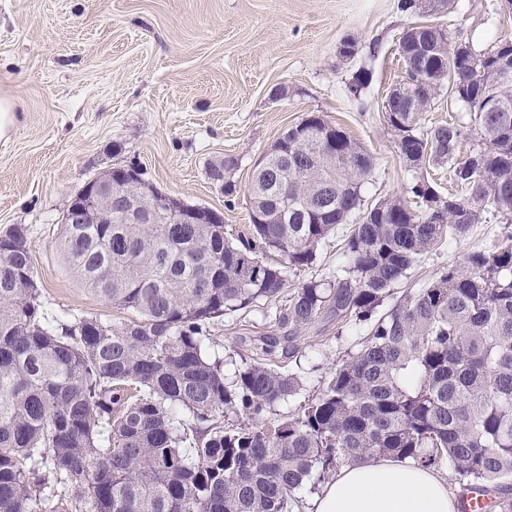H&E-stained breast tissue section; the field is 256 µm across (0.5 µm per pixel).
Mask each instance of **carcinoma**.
Here are the masks:
<instances>
[{
  "label": "carcinoma",
  "instance_id": "carcinoma-1",
  "mask_svg": "<svg viewBox=\"0 0 512 512\" xmlns=\"http://www.w3.org/2000/svg\"><path fill=\"white\" fill-rule=\"evenodd\" d=\"M406 78L423 85L413 112H385L416 173L404 197L364 206L374 157L321 121L268 158L248 188L266 224L228 237L222 224H64L55 246L91 293L132 316L49 318L24 224L0 237V512H295L297 492L346 465L389 457L452 467L512 512V236L473 251L376 316L416 261L488 213L512 218V56L500 39L467 56L409 26ZM470 109L480 146L460 157L462 125L423 130L443 84ZM501 111L488 112L489 100ZM448 165L455 191L428 180ZM333 194L320 218L317 196ZM445 198L442 223L422 195ZM340 224L351 225L333 282L298 284ZM278 303L263 353L321 321L364 322L355 353L319 395L271 418L301 382L246 356L230 376L206 355L228 312Z\"/></svg>",
  "mask_w": 512,
  "mask_h": 512
}]
</instances>
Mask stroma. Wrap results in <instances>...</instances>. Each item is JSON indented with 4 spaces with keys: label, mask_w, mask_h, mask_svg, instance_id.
<instances>
[{
    "label": "stroma",
    "mask_w": 512,
    "mask_h": 512,
    "mask_svg": "<svg viewBox=\"0 0 512 512\" xmlns=\"http://www.w3.org/2000/svg\"><path fill=\"white\" fill-rule=\"evenodd\" d=\"M500 0H455L440 17L450 37L482 49L512 37ZM397 0H0V92L18 97L17 125L0 140V232L28 227L40 300L48 315L120 318L84 288L54 242L75 193L115 167H137L145 182L224 216V229L247 232V187L257 159L309 113L342 127L375 158L366 204L403 195L411 181L383 104L404 76L398 41L411 20ZM354 57L339 55L343 40ZM369 83L360 97L348 84ZM463 127L462 153L478 142L468 106L440 91L424 127ZM232 157L235 186L225 194L210 163ZM348 225L338 226L289 286L331 280ZM512 224L488 218L446 238L414 264L397 293L430 282L442 267L504 240ZM262 314L243 309L211 328L208 352L232 372L255 355ZM367 326L319 324L281 342L280 366L302 382L278 411L294 413L317 395L337 365L360 346Z\"/></svg>",
    "instance_id": "stroma-1"
}]
</instances>
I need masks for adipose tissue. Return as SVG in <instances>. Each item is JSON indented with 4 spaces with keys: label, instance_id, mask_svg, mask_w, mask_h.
<instances>
[{
    "label": "adipose tissue",
    "instance_id": "obj_1",
    "mask_svg": "<svg viewBox=\"0 0 512 512\" xmlns=\"http://www.w3.org/2000/svg\"><path fill=\"white\" fill-rule=\"evenodd\" d=\"M314 512H456V505L442 472L384 458L343 467Z\"/></svg>",
    "mask_w": 512,
    "mask_h": 512
}]
</instances>
